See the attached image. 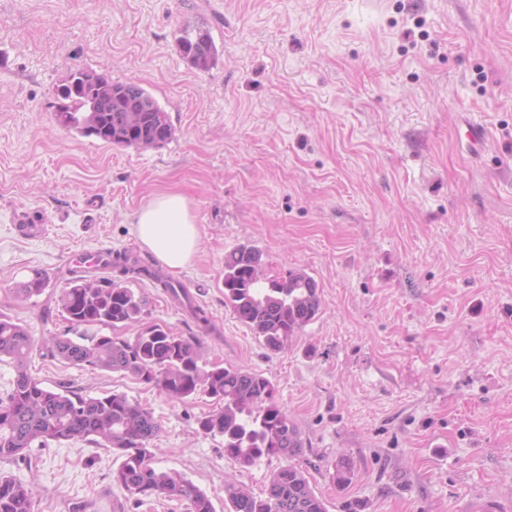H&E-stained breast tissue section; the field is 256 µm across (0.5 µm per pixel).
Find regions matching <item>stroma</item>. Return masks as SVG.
<instances>
[{"label":"stroma","instance_id":"stroma-1","mask_svg":"<svg viewBox=\"0 0 512 512\" xmlns=\"http://www.w3.org/2000/svg\"><path fill=\"white\" fill-rule=\"evenodd\" d=\"M187 26L219 50L209 71L179 53ZM78 71L138 83L174 139L135 150L60 126L57 90ZM167 189L191 200L201 235L173 278L212 330L149 280L125 285L145 297V323L273 383L328 512H480L487 495L512 512V0H0V315L38 341L68 334L60 291L92 274L73 254H141L133 215ZM243 245L268 274L318 285L317 316L280 351L224 304V257ZM35 269L48 288L19 296ZM29 371L149 408L155 467L215 512L226 483L263 494L285 463L225 457L198 429L210 398L40 349ZM342 458L344 486L331 478ZM119 464L93 442L54 441L0 473L31 487L34 512H188L136 504L112 480Z\"/></svg>","mask_w":512,"mask_h":512}]
</instances>
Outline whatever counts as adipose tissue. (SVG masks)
Here are the masks:
<instances>
[{
  "instance_id": "adipose-tissue-1",
  "label": "adipose tissue",
  "mask_w": 512,
  "mask_h": 512,
  "mask_svg": "<svg viewBox=\"0 0 512 512\" xmlns=\"http://www.w3.org/2000/svg\"><path fill=\"white\" fill-rule=\"evenodd\" d=\"M134 222L141 247L170 270L186 267L199 252V228L188 197L180 191L150 195Z\"/></svg>"
}]
</instances>
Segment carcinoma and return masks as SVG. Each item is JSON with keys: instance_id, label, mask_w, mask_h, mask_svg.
<instances>
[{"instance_id": "obj_1", "label": "carcinoma", "mask_w": 512, "mask_h": 512, "mask_svg": "<svg viewBox=\"0 0 512 512\" xmlns=\"http://www.w3.org/2000/svg\"><path fill=\"white\" fill-rule=\"evenodd\" d=\"M194 33L193 28H183L177 42L188 66L206 72L216 63L218 49L210 32L199 41ZM81 76L76 87L59 88V123L82 135L92 129L106 144L135 149L159 147L172 139L168 113L139 84L114 82L88 71ZM261 265V252L246 246L224 257V303L262 338L266 348L279 351L318 314V288L301 271L266 278L256 270ZM104 266L123 276L146 278L178 296L175 285L153 263L127 251L108 255ZM48 284L46 275L35 270L19 292L39 296ZM59 303L75 332L89 325L139 324L146 307L143 297L109 277L72 279L62 289ZM44 348L48 356L76 366L129 372L173 399H212L219 408L197 419L199 430L223 437L224 455L241 467L275 455L290 459L303 451L301 432L279 405L270 380L260 373L207 362L197 340L149 325L131 340L52 336ZM32 350L28 328L0 315V358H8L16 369L13 388L0 396V460L25 458L36 442L87 439L122 458L113 480L130 495L140 500L182 499L189 502V512H214L208 496L184 476L153 466L150 445L161 425L149 408L124 393L92 397L67 387L47 389L28 372ZM224 502L228 512H327L304 471L292 463L273 472L265 496L229 482L224 486ZM0 512H33L31 489L1 473Z\"/></svg>"}]
</instances>
